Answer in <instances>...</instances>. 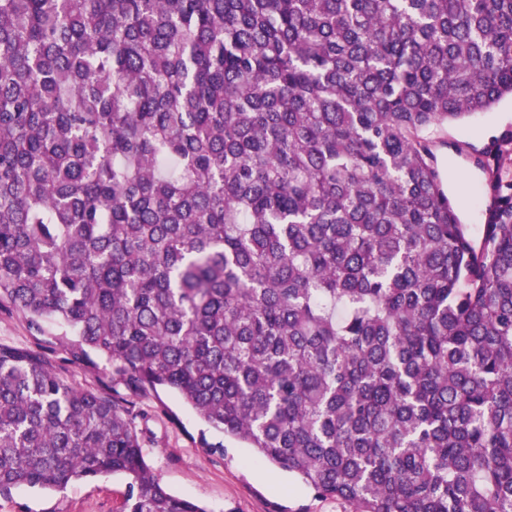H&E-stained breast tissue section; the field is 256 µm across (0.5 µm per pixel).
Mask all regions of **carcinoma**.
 Segmentation results:
<instances>
[{"label": "carcinoma", "instance_id": "carcinoma-1", "mask_svg": "<svg viewBox=\"0 0 512 512\" xmlns=\"http://www.w3.org/2000/svg\"><path fill=\"white\" fill-rule=\"evenodd\" d=\"M512 98V0H0V494L147 464L131 394L353 512H512V138L474 240L430 133ZM36 343L21 312L0 309V344L36 349ZM65 356L66 355L59 350L53 354L54 359L62 366L65 374L73 383L79 386L96 384L97 375L94 372L82 366L64 362Z\"/></svg>", "mask_w": 512, "mask_h": 512}]
</instances>
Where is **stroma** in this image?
Here are the masks:
<instances>
[{"instance_id": "obj_1", "label": "stroma", "mask_w": 512, "mask_h": 512, "mask_svg": "<svg viewBox=\"0 0 512 512\" xmlns=\"http://www.w3.org/2000/svg\"><path fill=\"white\" fill-rule=\"evenodd\" d=\"M512 134V99L491 111L448 124L437 136L436 155L455 204L467 224L482 209L484 173L474 162L485 146ZM145 460L176 495L206 512H352L346 503L317 496L302 480L259 459L254 449L206 430L172 391L133 395ZM223 450H216V442ZM126 480L113 475L62 491L22 488L0 496V512H122Z\"/></svg>"}]
</instances>
